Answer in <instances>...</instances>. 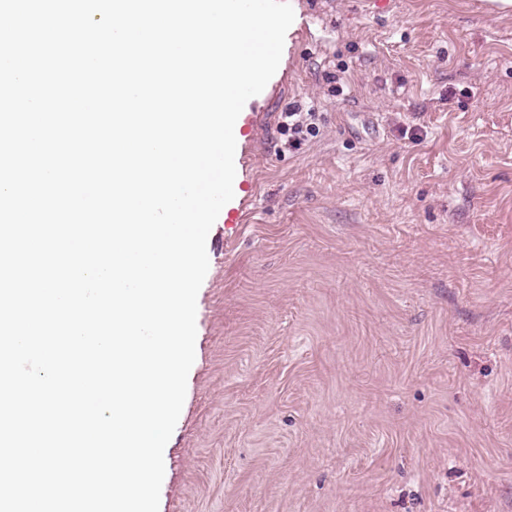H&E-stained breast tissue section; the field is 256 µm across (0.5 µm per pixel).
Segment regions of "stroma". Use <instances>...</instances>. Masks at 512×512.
<instances>
[{
    "instance_id": "stroma-1",
    "label": "stroma",
    "mask_w": 512,
    "mask_h": 512,
    "mask_svg": "<svg viewBox=\"0 0 512 512\" xmlns=\"http://www.w3.org/2000/svg\"><path fill=\"white\" fill-rule=\"evenodd\" d=\"M483 2L290 0L159 512H512V15ZM281 121L278 122V128L281 134H288V150H298L308 139L317 135L319 128V112H313L312 109L304 110L301 103H289L288 107L280 113Z\"/></svg>"
}]
</instances>
